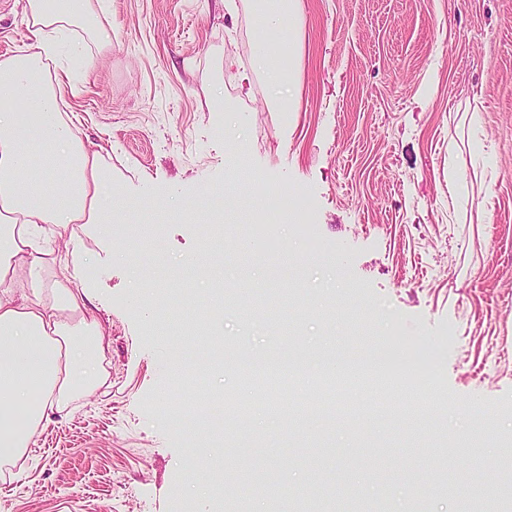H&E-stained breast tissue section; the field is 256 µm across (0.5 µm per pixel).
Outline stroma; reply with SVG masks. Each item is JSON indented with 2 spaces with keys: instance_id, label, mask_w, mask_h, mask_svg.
<instances>
[{
  "instance_id": "1",
  "label": "stroma",
  "mask_w": 512,
  "mask_h": 512,
  "mask_svg": "<svg viewBox=\"0 0 512 512\" xmlns=\"http://www.w3.org/2000/svg\"><path fill=\"white\" fill-rule=\"evenodd\" d=\"M24 5L0 0V54L31 50ZM94 9L112 46L61 103L160 221L115 215L104 261L80 233L109 377L40 425L0 512H272L277 487L351 512L354 485L384 512H512V0H300L285 112L252 67L250 0ZM267 184L299 210L272 234L249 206ZM206 193L218 218L181 214ZM400 341L423 376L345 381ZM271 357L306 369L246 384L242 360ZM203 400L207 423L174 425Z\"/></svg>"
}]
</instances>
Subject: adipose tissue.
Segmentation results:
<instances>
[{
	"label": "adipose tissue",
	"instance_id": "obj_1",
	"mask_svg": "<svg viewBox=\"0 0 512 512\" xmlns=\"http://www.w3.org/2000/svg\"><path fill=\"white\" fill-rule=\"evenodd\" d=\"M298 0H252L253 66L294 83ZM31 52L0 59V465L26 454L38 426L104 383L107 348L86 307L92 267L76 226L100 227L117 187L102 152L87 151L58 101L68 70L52 69L54 36L109 43L92 0H26ZM50 225L66 252L43 249Z\"/></svg>",
	"mask_w": 512,
	"mask_h": 512
}]
</instances>
